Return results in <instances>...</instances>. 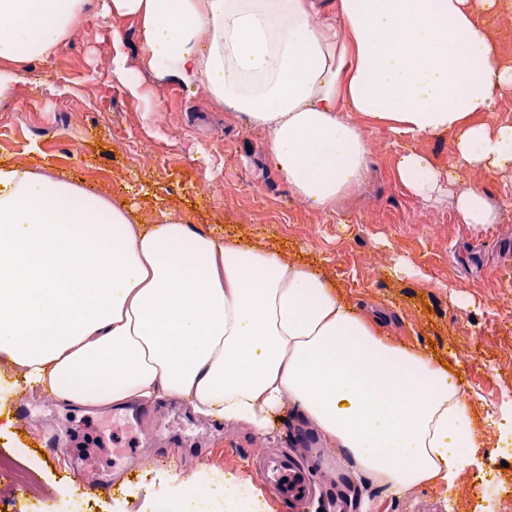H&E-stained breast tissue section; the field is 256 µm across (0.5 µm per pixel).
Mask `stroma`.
I'll list each match as a JSON object with an SVG mask.
<instances>
[{
  "instance_id": "stroma-1",
  "label": "stroma",
  "mask_w": 512,
  "mask_h": 512,
  "mask_svg": "<svg viewBox=\"0 0 512 512\" xmlns=\"http://www.w3.org/2000/svg\"><path fill=\"white\" fill-rule=\"evenodd\" d=\"M120 28L130 64H138L134 20L90 19L65 42L59 63L34 62L15 97L0 101V162H28L82 186L133 203L145 219L170 211L214 235L269 245L289 259L323 271L357 309L382 322L383 335L448 364L452 384L471 406L482 437L471 464L453 486L428 484L394 496L362 487L336 453L292 415L270 433L223 426L178 401L154 403L169 429L113 423L111 408L73 406L47 395L0 403V457H18L42 492L74 491L67 469L45 456L35 434L52 426L87 440L85 456L111 471L110 494L88 495L93 512H157L168 487L188 483L195 464L209 482L235 497L244 512H287L256 470L283 451L298 464L318 458L314 488L294 512H487L473 494L479 477L497 480L512 499V453L493 414L503 389H512V175L458 171V183L484 190L499 212L495 224L460 223L450 199L425 201L398 180L399 152L410 147L441 169L455 167L451 140L410 141L355 113L369 143V172L360 189L324 210L294 195L267 150V134L217 110L204 92L144 78L140 96L111 93V30ZM35 408L34 430L20 432L16 412ZM140 441L138 452L112 451ZM178 457L158 463L159 449Z\"/></svg>"
}]
</instances>
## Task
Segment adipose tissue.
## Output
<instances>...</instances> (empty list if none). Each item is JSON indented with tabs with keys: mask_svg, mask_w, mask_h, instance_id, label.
I'll use <instances>...</instances> for the list:
<instances>
[{
	"mask_svg": "<svg viewBox=\"0 0 512 512\" xmlns=\"http://www.w3.org/2000/svg\"><path fill=\"white\" fill-rule=\"evenodd\" d=\"M512 0H0V99L21 65L55 63L87 17L133 18L142 70L112 31V73L204 90L267 133L289 189L321 207L366 178L362 112L414 139L447 134L462 168L512 171V123L475 122L512 91L480 14ZM423 198L454 185L462 223L498 221L425 154L399 155ZM78 406L177 398L265 433L284 414L363 483L405 494L453 485L480 434L448 371L383 336L327 276L19 162L0 164V381Z\"/></svg>",
	"mask_w": 512,
	"mask_h": 512,
	"instance_id": "obj_1",
	"label": "adipose tissue"
}]
</instances>
